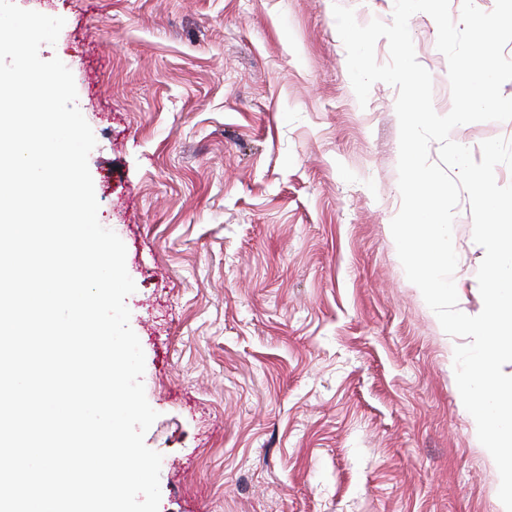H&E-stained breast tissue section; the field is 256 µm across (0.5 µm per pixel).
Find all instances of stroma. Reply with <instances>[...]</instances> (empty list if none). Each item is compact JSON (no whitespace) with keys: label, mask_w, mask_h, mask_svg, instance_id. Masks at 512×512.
I'll return each mask as SVG.
<instances>
[{"label":"stroma","mask_w":512,"mask_h":512,"mask_svg":"<svg viewBox=\"0 0 512 512\" xmlns=\"http://www.w3.org/2000/svg\"><path fill=\"white\" fill-rule=\"evenodd\" d=\"M15 2L65 20L39 55L73 74L98 219L126 246L159 512H501L459 340L390 230L397 90L359 104L333 15L388 24L394 0ZM409 29L447 114L436 23ZM453 232L473 316L468 199Z\"/></svg>","instance_id":"stroma-1"}]
</instances>
